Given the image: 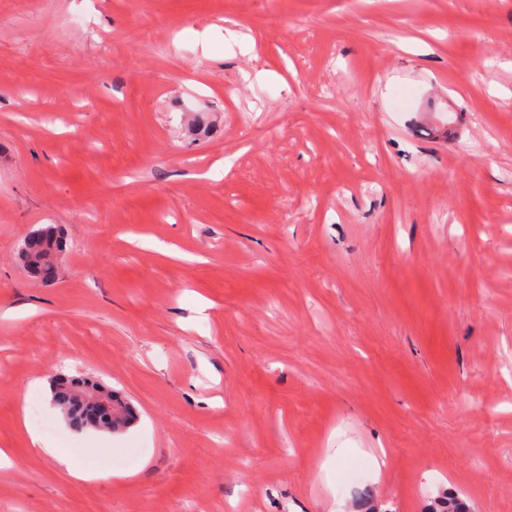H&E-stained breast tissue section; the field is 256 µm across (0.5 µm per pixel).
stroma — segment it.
<instances>
[{
	"instance_id": "1",
	"label": "stroma",
	"mask_w": 512,
	"mask_h": 512,
	"mask_svg": "<svg viewBox=\"0 0 512 512\" xmlns=\"http://www.w3.org/2000/svg\"><path fill=\"white\" fill-rule=\"evenodd\" d=\"M0 448V512H512V0H0ZM38 234L30 244L26 252H20V260L35 280L42 283L54 282L58 277L59 262L65 245L59 230L54 226H46L38 230ZM59 255V261L52 267L50 261H45L47 254ZM50 276L51 281L46 278ZM50 403L58 409L68 426L71 425L74 431L81 432L85 429L93 428L101 431L119 432L130 427L136 420L132 410L127 408V415L113 421L106 417L97 421V425L86 421L82 416V404L78 401L77 394L80 391H86L88 387L99 388L100 385L91 382L88 379L77 377L53 376L50 380ZM30 442L32 449L47 458H50L57 466L67 470V472L77 480H89L94 477L93 472L90 470H78L73 468L68 457L63 454L58 448L52 447L49 443L43 440L36 434H31Z\"/></svg>"
}]
</instances>
